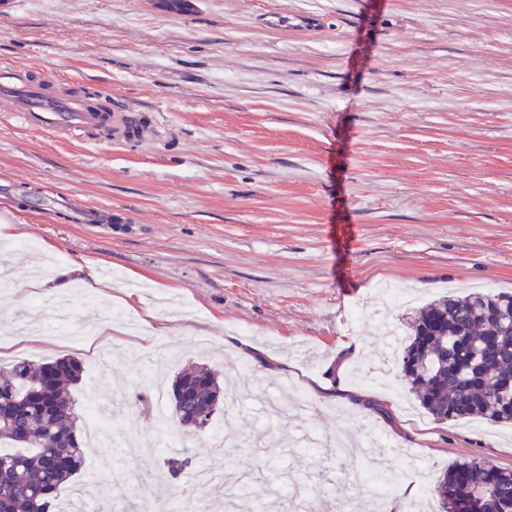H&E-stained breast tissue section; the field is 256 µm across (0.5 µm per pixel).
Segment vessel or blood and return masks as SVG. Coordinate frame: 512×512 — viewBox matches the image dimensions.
<instances>
[{
    "label": "vessel or blood",
    "instance_id": "b4317fda",
    "mask_svg": "<svg viewBox=\"0 0 512 512\" xmlns=\"http://www.w3.org/2000/svg\"><path fill=\"white\" fill-rule=\"evenodd\" d=\"M265 26L315 32L314 15L277 12L266 15ZM0 112L20 114L36 130L54 134L81 132L94 143L117 144L154 136L157 126L147 123L139 110L121 101L98 107L86 101L77 81L64 77H40L27 68L0 70ZM72 224H106L110 214L102 206H84L68 215Z\"/></svg>",
    "mask_w": 512,
    "mask_h": 512
}]
</instances>
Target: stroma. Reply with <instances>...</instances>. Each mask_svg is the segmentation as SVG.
Returning <instances> with one entry per match:
<instances>
[{"mask_svg":"<svg viewBox=\"0 0 512 512\" xmlns=\"http://www.w3.org/2000/svg\"><path fill=\"white\" fill-rule=\"evenodd\" d=\"M267 12L322 30L259 28ZM80 80L143 111L157 136L99 145L0 113V329L40 336L11 359L83 363L78 412L108 433L76 486L91 512H132L137 486L176 512L163 440L181 369L214 370L233 436L179 445L264 488L240 512H297L356 473L433 488L452 463L512 469V426L419 408L386 330L418 306L512 292V0H0V68ZM111 208L68 224L57 196ZM414 301L377 317L379 283ZM247 364L245 382L235 371ZM383 412L365 408V401ZM384 445L364 459L307 432Z\"/></svg>","mask_w":512,"mask_h":512,"instance_id":"1","label":"stroma"}]
</instances>
